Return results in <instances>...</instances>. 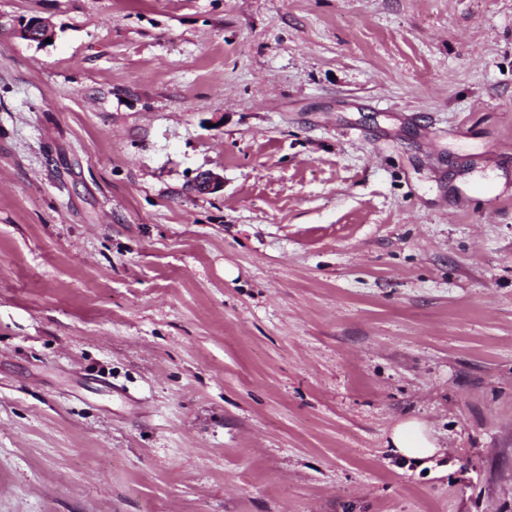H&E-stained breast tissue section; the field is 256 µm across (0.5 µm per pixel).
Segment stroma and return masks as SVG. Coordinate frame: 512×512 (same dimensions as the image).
<instances>
[{
	"instance_id": "obj_1",
	"label": "stroma",
	"mask_w": 512,
	"mask_h": 512,
	"mask_svg": "<svg viewBox=\"0 0 512 512\" xmlns=\"http://www.w3.org/2000/svg\"><path fill=\"white\" fill-rule=\"evenodd\" d=\"M0 512H512V0H0ZM388 444L394 453L414 462L431 458L442 449L426 425L417 419L397 423L389 434Z\"/></svg>"
}]
</instances>
